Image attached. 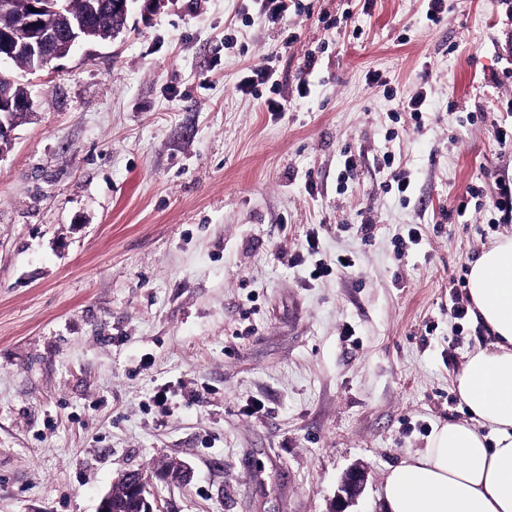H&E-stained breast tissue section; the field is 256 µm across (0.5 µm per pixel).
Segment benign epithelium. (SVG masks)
Segmentation results:
<instances>
[{"label":"benign epithelium","instance_id":"1","mask_svg":"<svg viewBox=\"0 0 512 512\" xmlns=\"http://www.w3.org/2000/svg\"><path fill=\"white\" fill-rule=\"evenodd\" d=\"M28 11L14 24L0 26V63L27 57L34 62L33 71L48 67L55 59L71 53L81 42L99 37L91 18L101 5L97 0H83L80 13L68 15L60 0H28ZM33 99L15 97L7 88H0V156L14 140L18 116L32 111ZM367 471L362 467L349 469L342 478L332 512H345L364 490Z\"/></svg>","mask_w":512,"mask_h":512}]
</instances>
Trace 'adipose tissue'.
<instances>
[{
  "label": "adipose tissue",
  "instance_id": "1",
  "mask_svg": "<svg viewBox=\"0 0 512 512\" xmlns=\"http://www.w3.org/2000/svg\"><path fill=\"white\" fill-rule=\"evenodd\" d=\"M467 292L496 338L455 379L470 419L443 424L425 451L391 468L387 512H512V236L471 264Z\"/></svg>",
  "mask_w": 512,
  "mask_h": 512
}]
</instances>
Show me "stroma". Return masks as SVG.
Listing matches in <instances>:
<instances>
[{
    "instance_id": "35a3bbf8",
    "label": "stroma",
    "mask_w": 512,
    "mask_h": 512,
    "mask_svg": "<svg viewBox=\"0 0 512 512\" xmlns=\"http://www.w3.org/2000/svg\"><path fill=\"white\" fill-rule=\"evenodd\" d=\"M305 3L283 28L252 0H129L119 34L31 75L0 158V512H98L132 470L159 512H330L357 464L346 512H383L390 468L468 420L454 378L494 337L449 318L448 283L512 223L454 208L512 180V20L504 0L436 23L424 0ZM265 64L279 116L236 89ZM387 154L406 194L382 187ZM313 227L354 273L291 265ZM171 459L189 482L160 478ZM366 481L367 471L363 467L350 468L342 478L332 512H346L349 504L362 494Z\"/></svg>"
}]
</instances>
